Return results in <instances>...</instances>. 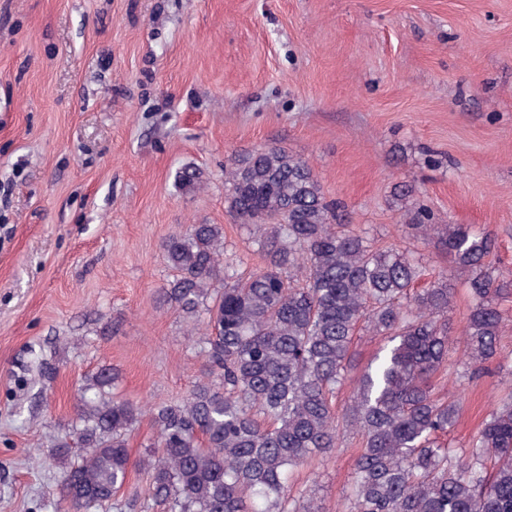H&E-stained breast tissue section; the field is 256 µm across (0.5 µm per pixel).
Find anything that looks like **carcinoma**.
Returning a JSON list of instances; mask_svg holds the SVG:
<instances>
[{
	"instance_id": "1",
	"label": "carcinoma",
	"mask_w": 512,
	"mask_h": 512,
	"mask_svg": "<svg viewBox=\"0 0 512 512\" xmlns=\"http://www.w3.org/2000/svg\"><path fill=\"white\" fill-rule=\"evenodd\" d=\"M201 173H175L180 189ZM230 211L265 227L266 265L237 276L224 264L219 224H191L162 243L175 276L167 304L195 316L193 330L208 375L175 404L144 408L104 397L116 374L85 378L74 435L85 449L66 468L62 512H109L129 476L127 431L143 414L156 428L140 466L149 498L168 512H322L314 494L291 492L293 472L337 448L339 430L361 435L349 512H512V396L492 410L462 460L437 443L455 425L461 401L436 391L448 360V274L415 289L423 269L396 247L378 248L341 224L309 163L272 146L244 151L225 168ZM469 273L473 305L463 335L479 373L500 356L505 317L493 296L490 235L467 224L418 223ZM224 279V290L212 288ZM391 337L375 365L357 378L342 410L333 406L352 369L360 328Z\"/></svg>"
}]
</instances>
